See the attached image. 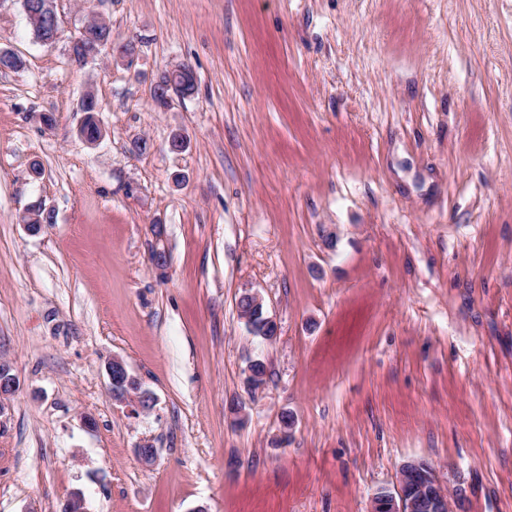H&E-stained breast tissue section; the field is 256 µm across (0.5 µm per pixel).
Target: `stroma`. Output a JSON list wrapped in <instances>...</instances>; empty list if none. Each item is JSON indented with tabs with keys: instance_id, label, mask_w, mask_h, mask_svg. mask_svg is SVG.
<instances>
[{
	"instance_id": "stroma-1",
	"label": "stroma",
	"mask_w": 512,
	"mask_h": 512,
	"mask_svg": "<svg viewBox=\"0 0 512 512\" xmlns=\"http://www.w3.org/2000/svg\"><path fill=\"white\" fill-rule=\"evenodd\" d=\"M55 10L47 46L0 0V512H372L410 461L512 512V0ZM94 17L131 58H71ZM182 64L195 92L157 108ZM115 355L151 411L113 401ZM20 380L11 362L0 355V425L10 410V399L18 392Z\"/></svg>"
}]
</instances>
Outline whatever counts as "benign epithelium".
<instances>
[{
    "label": "benign epithelium",
    "instance_id": "obj_1",
    "mask_svg": "<svg viewBox=\"0 0 512 512\" xmlns=\"http://www.w3.org/2000/svg\"><path fill=\"white\" fill-rule=\"evenodd\" d=\"M55 0H23L26 18L37 38L44 44H52L59 34V25L54 6ZM101 47L90 48L82 40H72L71 51L78 61L95 56ZM193 75L191 69L181 65L158 80L163 90V101L170 103L171 95H182L187 80ZM240 299L246 311L242 318L247 327H252L251 313L263 305L256 292L244 291ZM109 390L112 400L128 407L129 413L137 415L150 410L155 404L153 393L142 388L128 372L125 362L114 356L106 364ZM20 380L11 362L0 355V419L10 410V399L18 392ZM460 507L459 498H451L449 491L440 482L434 469L422 461L408 462L401 466L396 488L392 491L381 489L373 501V512H455Z\"/></svg>",
    "mask_w": 512,
    "mask_h": 512
}]
</instances>
